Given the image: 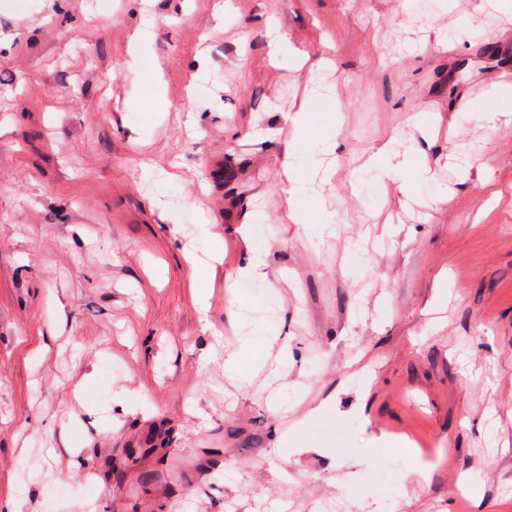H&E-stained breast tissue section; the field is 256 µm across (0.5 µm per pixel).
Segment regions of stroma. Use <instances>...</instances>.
<instances>
[{"instance_id":"stroma-1","label":"stroma","mask_w":512,"mask_h":512,"mask_svg":"<svg viewBox=\"0 0 512 512\" xmlns=\"http://www.w3.org/2000/svg\"><path fill=\"white\" fill-rule=\"evenodd\" d=\"M216 4L0 0V512H512V0ZM294 171L295 168L289 161L288 164L284 166V172L287 177V188L285 190V194L288 201V217L292 220H297L300 216L297 208L298 200L301 196L307 194L309 188L305 184H300L296 181L294 178Z\"/></svg>"}]
</instances>
